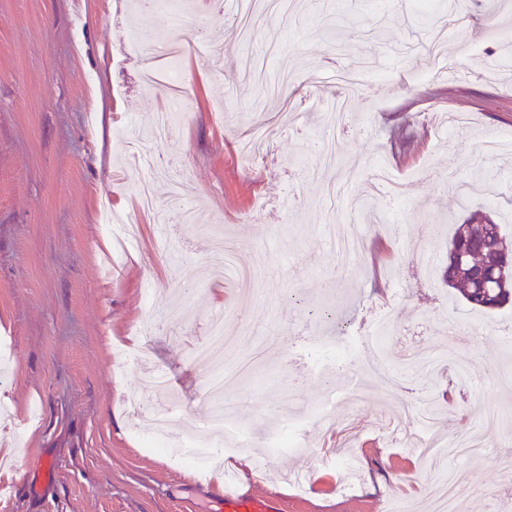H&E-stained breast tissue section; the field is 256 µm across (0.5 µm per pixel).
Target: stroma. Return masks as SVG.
<instances>
[{"label":"stroma","mask_w":512,"mask_h":512,"mask_svg":"<svg viewBox=\"0 0 512 512\" xmlns=\"http://www.w3.org/2000/svg\"><path fill=\"white\" fill-rule=\"evenodd\" d=\"M180 60L192 108L176 130L136 159L166 85H146L143 59L173 30L170 12H139L136 0H0V342L13 360L0 376V512H221L217 499L236 457L195 484L194 467L135 438L130 403L172 410L167 435L200 433L216 410L249 434L255 472L240 491L287 502L285 512H432L426 480L435 466L391 440L389 419L422 434L416 403L435 399L434 435H477L480 452H446L438 467L477 490L466 512H512V381L502 331L512 308L485 313L441 282L456 224L488 216L512 233V0H317L292 13L252 0H183ZM467 68L452 85L427 69L423 46ZM366 62L373 76L336 131L330 169L311 151L340 89L330 67ZM443 112L473 123L449 133ZM267 162L241 143L269 126ZM505 141L480 172L469 145ZM389 165L410 185L392 202L371 177ZM151 183L187 197L211 221L143 212ZM137 227L116 268L99 208ZM249 255L254 293L213 277L214 241ZM404 287L384 345L393 365L445 339L450 315L477 326L460 354L471 380L451 384L442 365L430 385L392 381L360 367L312 370L311 341L356 348L387 283ZM223 318L250 363L207 397V371L191 352ZM146 363L120 367L122 353ZM165 375L157 392L146 377ZM303 421V444L271 452L270 433ZM349 449L357 479L335 464Z\"/></svg>","instance_id":"stroma-1"}]
</instances>
